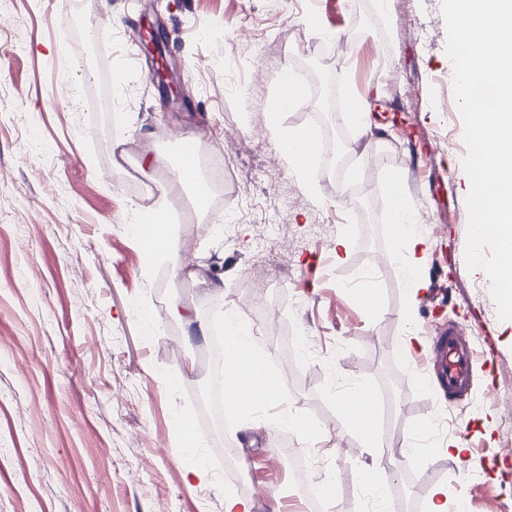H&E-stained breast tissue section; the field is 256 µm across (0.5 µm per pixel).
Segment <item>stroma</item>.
Instances as JSON below:
<instances>
[{"label": "stroma", "instance_id": "35a3bbf8", "mask_svg": "<svg viewBox=\"0 0 512 512\" xmlns=\"http://www.w3.org/2000/svg\"><path fill=\"white\" fill-rule=\"evenodd\" d=\"M416 21L432 25L429 41L410 33ZM292 29L301 39L289 41ZM341 40L352 47L339 59ZM445 46L442 0H0V512H224L228 496L272 512L296 501L275 464L284 436L308 457L309 483L332 490L328 512H374L372 456L341 410L361 384L393 408L376 428L396 451L390 512H428L437 487L450 490L447 512H512L502 425L512 320L465 262L471 182L457 106L438 105L453 93ZM285 75L315 95L285 125L332 136L341 152L385 147L373 167L354 160L366 202L328 194L326 162L305 178L286 164L268 123ZM363 97L364 131L345 113ZM234 133L259 143L237 156L221 205L193 207L188 189L164 195L178 137L199 135L217 156ZM395 174L408 211L424 210L412 225L427 247L414 304L413 251L389 241ZM141 186L169 206L183 261L217 269L223 293L166 261L145 267L132 231ZM283 195L288 250L256 269L257 238ZM259 275L281 313L272 325L250 308ZM178 301L214 330L234 318L287 373L279 398L213 429L201 403L211 340L186 336L169 315ZM450 325L471 326L466 340L483 353L457 403L424 365ZM290 415L315 444L285 425ZM188 423L199 447L180 445ZM452 440L461 458H449ZM408 444L417 454H402ZM200 464L211 483L191 477Z\"/></svg>", "mask_w": 512, "mask_h": 512}]
</instances>
